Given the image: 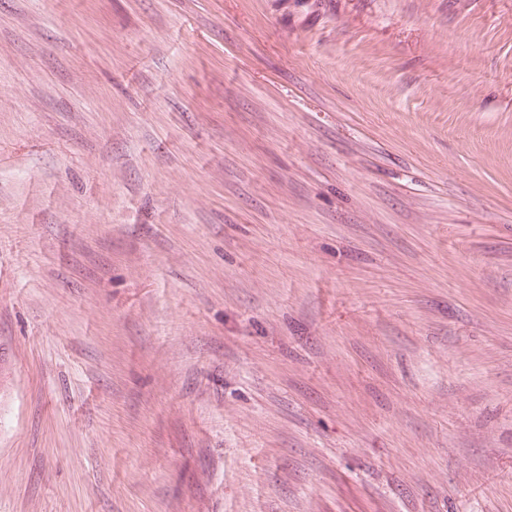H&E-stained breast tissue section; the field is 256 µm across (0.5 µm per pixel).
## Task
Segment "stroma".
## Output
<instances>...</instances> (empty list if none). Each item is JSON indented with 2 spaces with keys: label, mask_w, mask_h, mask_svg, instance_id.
Wrapping results in <instances>:
<instances>
[{
  "label": "stroma",
  "mask_w": 512,
  "mask_h": 512,
  "mask_svg": "<svg viewBox=\"0 0 512 512\" xmlns=\"http://www.w3.org/2000/svg\"><path fill=\"white\" fill-rule=\"evenodd\" d=\"M0 512H512V0H0Z\"/></svg>",
  "instance_id": "1"
}]
</instances>
